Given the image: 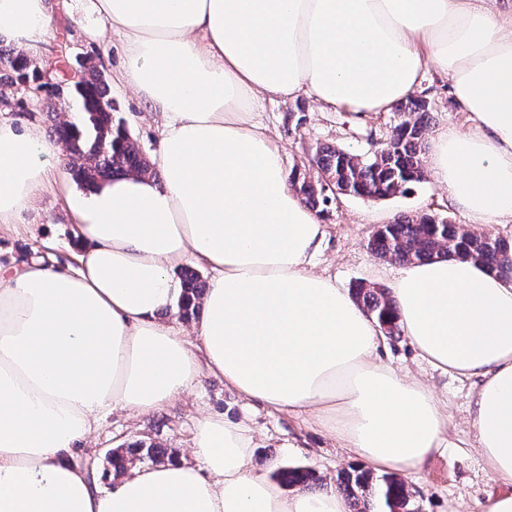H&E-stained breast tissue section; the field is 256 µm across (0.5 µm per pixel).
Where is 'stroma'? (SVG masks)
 I'll use <instances>...</instances> for the list:
<instances>
[{
  "instance_id": "stroma-1",
  "label": "stroma",
  "mask_w": 512,
  "mask_h": 512,
  "mask_svg": "<svg viewBox=\"0 0 512 512\" xmlns=\"http://www.w3.org/2000/svg\"><path fill=\"white\" fill-rule=\"evenodd\" d=\"M98 24L97 18L81 13L77 0H60L44 60L61 61L73 69L98 66L102 79L111 84L115 117L124 122L146 158H153L160 128L156 122L144 119L142 106L131 92L112 84L111 68L121 63V37L113 35L112 63L102 65L101 45L85 34L86 28ZM418 94L432 105L431 127L446 122L459 130H468L467 115L456 106L447 75L434 66H426ZM80 109L79 99L68 89L58 93L50 88L35 93L15 85L10 96L0 98V120L37 128L49 139L54 138L59 122L72 118ZM253 119L282 147L287 170L303 168L310 173L316 170L313 159L318 148L330 146L363 153L371 138L388 139L394 125L389 112L360 115L341 107L323 110L306 97L285 104L258 101ZM82 191L71 167H64L19 223L0 224V266H16L29 257L46 254L60 263L75 264L79 244L68 198ZM422 213L445 217L455 224L470 223L466 214L450 202L447 190L430 178L413 185L407 194L387 200L348 195L330 199L321 214L327 237L316 259V271L331 276L339 287L347 290L361 281L391 287L401 262L379 258L371 252L368 242L379 226L398 215ZM385 344V363L428 381L448 400L450 420L444 454L432 458L421 473L407 480L416 493L421 512H476L478 503L507 492V484L489 477L475 447L468 424L473 391L470 381L444 375L419 361L407 336L386 338ZM206 412L224 415L228 420H246L256 434L255 454L259 461H272L279 467H306L323 482L352 465L346 451L312 424L308 415L248 405L239 401L222 381L206 373L201 374L192 395L165 408L142 415L118 410L108 413L102 418L88 453L74 455L71 462L80 467L87 459H94L95 471L100 475L99 487L110 489L112 480L103 474L108 450L135 440L163 448L191 447L194 422Z\"/></svg>"
}]
</instances>
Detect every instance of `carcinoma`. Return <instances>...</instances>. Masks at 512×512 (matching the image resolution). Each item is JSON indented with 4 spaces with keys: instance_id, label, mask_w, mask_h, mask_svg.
<instances>
[{
    "instance_id": "carcinoma-1",
    "label": "carcinoma",
    "mask_w": 512,
    "mask_h": 512,
    "mask_svg": "<svg viewBox=\"0 0 512 512\" xmlns=\"http://www.w3.org/2000/svg\"><path fill=\"white\" fill-rule=\"evenodd\" d=\"M34 68L25 56L0 49V86L18 84L33 78ZM82 111L68 127L58 125L56 134L66 141L77 158L76 180L93 187L111 177L133 174L150 177L151 164L131 139L124 125L114 120L107 86L99 77L83 80L77 92ZM430 106L411 98L397 107V120L385 150L380 153H353L339 148L316 151L318 172L332 180V186L349 195L367 199H386L407 192L425 179L423 145L428 134ZM292 187L304 202L315 209L328 201L319 179L312 181L294 174ZM373 252L403 263L434 258L470 259L501 276L512 274V243L492 235L470 233L460 224L444 222L433 214L403 216L383 226L369 241ZM206 290L200 276L187 270L183 276L182 295L177 304L179 316L189 321L197 313L199 300ZM352 297L388 336L399 332L393 300L385 289L358 284ZM172 459L168 448L142 442L112 452L114 472L129 462L163 463ZM274 477L283 484L307 486L315 480L312 471L303 468L279 469ZM337 488L349 501L352 512H419V505L409 486L400 477L376 476L352 467L336 479Z\"/></svg>"
}]
</instances>
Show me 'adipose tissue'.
<instances>
[{
  "label": "adipose tissue",
  "instance_id": "adipose-tissue-1",
  "mask_svg": "<svg viewBox=\"0 0 512 512\" xmlns=\"http://www.w3.org/2000/svg\"><path fill=\"white\" fill-rule=\"evenodd\" d=\"M115 79L159 121V180L75 198L77 268L0 267V512H350L334 485L285 494L244 421L200 416L189 458L134 466L101 493L70 455L108 412L162 409L201 370L241 400L306 412L361 467L410 475L448 446V406L381 360L376 323L315 269L326 237L255 101L305 96L384 112L422 69L448 76L472 123L438 127L428 169L473 224L512 220V0H81ZM51 0H0V39L41 56ZM62 141L0 121V224L17 223ZM213 277L192 332L174 310L185 262ZM397 322L416 354L474 380L469 422L512 484V278L471 260L400 270Z\"/></svg>",
  "mask_w": 512,
  "mask_h": 512
}]
</instances>
